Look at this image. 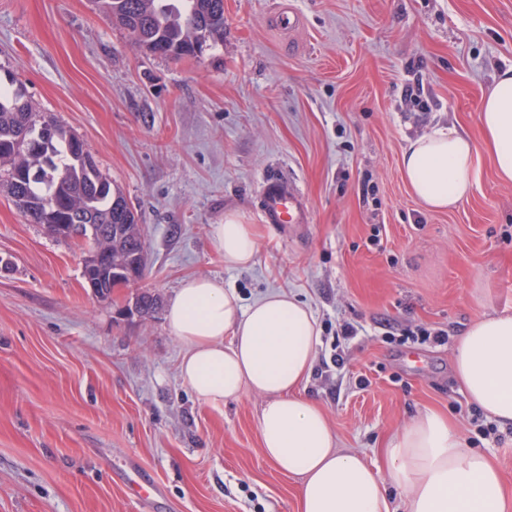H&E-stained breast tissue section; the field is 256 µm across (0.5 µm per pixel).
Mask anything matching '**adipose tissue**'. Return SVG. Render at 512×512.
Instances as JSON below:
<instances>
[{
	"label": "adipose tissue",
	"mask_w": 512,
	"mask_h": 512,
	"mask_svg": "<svg viewBox=\"0 0 512 512\" xmlns=\"http://www.w3.org/2000/svg\"><path fill=\"white\" fill-rule=\"evenodd\" d=\"M482 146L456 127L408 140L402 177L426 208L445 211L479 183V150L499 180L512 182V65L500 68L478 108ZM211 242L231 268L252 264V225L231 212L211 228ZM165 321L183 345L180 376L195 398L219 406L251 392L262 397L258 428L264 457L299 480L300 512H394L388 488L408 512H512L501 472L484 452L465 447L448 417L421 413L388 442L383 465L339 446L324 411L302 392L320 343L309 306L271 291L242 305L235 290L205 276L185 279ZM456 379L469 403L512 427V312L470 323L453 351Z\"/></svg>",
	"instance_id": "obj_1"
}]
</instances>
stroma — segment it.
<instances>
[{"label":"stroma","mask_w":512,"mask_h":512,"mask_svg":"<svg viewBox=\"0 0 512 512\" xmlns=\"http://www.w3.org/2000/svg\"><path fill=\"white\" fill-rule=\"evenodd\" d=\"M224 0V42L170 60L134 48L91 0H0V86L79 135L146 231L139 285L86 288L82 239L58 240L0 192V512H299L296 478L263 456L260 397L213 407L178 375L183 347L139 289L224 282L251 304L298 296L320 329L305 390L340 447L381 462L427 410L498 465L512 496V430L470 404L453 340L512 310V184L480 152L479 186L432 212L399 168L407 140L454 124L480 138L481 97L512 65V0ZM298 186L304 224L262 223L269 174ZM254 225L230 269L212 225ZM358 328L336 342L339 325ZM444 344L404 341L416 327ZM343 365L332 366L333 354ZM138 467L155 504L125 487Z\"/></svg>","instance_id":"obj_1"}]
</instances>
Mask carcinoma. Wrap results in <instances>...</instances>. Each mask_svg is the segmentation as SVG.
I'll return each mask as SVG.
<instances>
[{
  "label": "carcinoma",
  "instance_id": "obj_1",
  "mask_svg": "<svg viewBox=\"0 0 512 512\" xmlns=\"http://www.w3.org/2000/svg\"><path fill=\"white\" fill-rule=\"evenodd\" d=\"M106 18L123 27L131 44L172 60L192 56V36L204 33L205 46L224 43V0H92ZM0 186L33 224L57 239L83 230L97 247L111 244L112 258H130L139 274L147 266L141 225L122 190L100 170L83 139L45 112L33 111L22 91L0 90ZM121 275L84 259L82 277L99 297L109 296L110 279ZM140 316L152 317L161 298L143 291Z\"/></svg>",
  "mask_w": 512,
  "mask_h": 512
}]
</instances>
